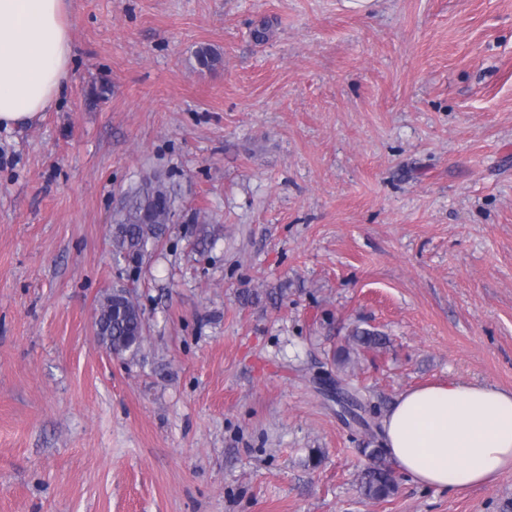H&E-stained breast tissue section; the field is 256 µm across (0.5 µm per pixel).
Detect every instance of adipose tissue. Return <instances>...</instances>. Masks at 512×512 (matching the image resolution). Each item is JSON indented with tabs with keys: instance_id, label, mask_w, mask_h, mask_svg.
I'll return each instance as SVG.
<instances>
[{
	"instance_id": "adipose-tissue-1",
	"label": "adipose tissue",
	"mask_w": 512,
	"mask_h": 512,
	"mask_svg": "<svg viewBox=\"0 0 512 512\" xmlns=\"http://www.w3.org/2000/svg\"><path fill=\"white\" fill-rule=\"evenodd\" d=\"M68 0H0V127L37 120L69 76ZM390 459L418 485L466 491L512 471V390L450 381L411 389L384 422Z\"/></svg>"
}]
</instances>
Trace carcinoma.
I'll return each instance as SVG.
<instances>
[{
	"instance_id": "obj_1",
	"label": "carcinoma",
	"mask_w": 512,
	"mask_h": 512,
	"mask_svg": "<svg viewBox=\"0 0 512 512\" xmlns=\"http://www.w3.org/2000/svg\"><path fill=\"white\" fill-rule=\"evenodd\" d=\"M144 194L135 195L124 218L117 225L112 244L116 254L139 258L151 239H155L168 220L169 211L158 224L139 222V208ZM99 321L107 322L111 329L112 344L122 345L126 350L137 352L144 341L145 317L139 303L129 291L115 288L101 300L98 309ZM353 342L362 348H375L381 345V338L367 330L352 335ZM370 456L377 463L368 470L362 479V492L368 499H383L395 491V482L390 468L383 462V449L374 448Z\"/></svg>"
}]
</instances>
